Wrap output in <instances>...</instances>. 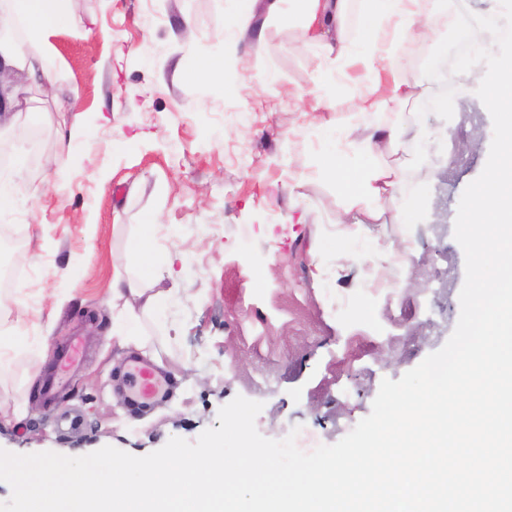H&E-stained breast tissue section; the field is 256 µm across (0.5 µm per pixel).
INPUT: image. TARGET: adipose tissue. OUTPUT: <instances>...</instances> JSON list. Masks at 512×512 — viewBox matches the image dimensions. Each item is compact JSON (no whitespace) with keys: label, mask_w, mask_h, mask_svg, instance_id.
Masks as SVG:
<instances>
[{"label":"adipose tissue","mask_w":512,"mask_h":512,"mask_svg":"<svg viewBox=\"0 0 512 512\" xmlns=\"http://www.w3.org/2000/svg\"><path fill=\"white\" fill-rule=\"evenodd\" d=\"M284 1L312 31L331 65L342 70L359 66L369 74L361 111L379 112L418 95V84L388 79L386 62L402 37L431 31V18L417 9L419 0H270L269 11L279 12ZM357 1L362 4L360 28L366 42L362 52L353 50L347 26ZM63 21V0H0V25L16 24L24 29L22 39L0 43V124L11 126L21 120L28 85L53 82L54 73L48 65L50 38ZM405 131L402 124L371 129L354 124L346 129L344 137L349 145L361 149L369 162L350 175L336 163L326 166L347 200L342 223H385L383 202L397 192L404 166L396 152ZM153 228L150 221L142 225L130 247L134 262L112 281L113 296L144 297L146 309L152 312L164 308L170 300L169 293L163 291L149 296L143 293L144 284L158 272L149 260Z\"/></svg>","instance_id":"obj_1"}]
</instances>
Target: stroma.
Returning a JSON list of instances; mask_svg holds the SVG:
<instances>
[{
    "label": "stroma",
    "mask_w": 512,
    "mask_h": 512,
    "mask_svg": "<svg viewBox=\"0 0 512 512\" xmlns=\"http://www.w3.org/2000/svg\"><path fill=\"white\" fill-rule=\"evenodd\" d=\"M489 16L499 0H421L441 14L429 36L410 35L388 62L428 95L440 82L422 66L459 9ZM52 39L54 85L32 88L21 123L0 130L24 148L29 198L0 212L24 239L21 287L0 289L6 348L0 372V449L77 457L110 445L135 456L171 437L196 441L235 396L259 401L256 428L280 440L293 429L332 445L369 415L383 379H399L439 350L460 314L465 257L454 238L461 195L482 172L493 137L475 91L456 93L453 122H419L424 151H409L402 197L424 203L403 224H342L345 201L321 175L336 158L366 159L321 141L324 127L357 116L366 80L338 75L298 22L257 0L225 75L176 76V65L224 56L229 0H65ZM192 31H184L183 18ZM76 99L79 124L65 175L56 103ZM153 260L170 273L156 289L177 302L142 320L135 352L174 389L133 412L113 386L133 350L112 337V278L148 217ZM395 257L373 265L372 244ZM84 337L82 361L54 399L42 393L57 354ZM21 418L4 420L18 404Z\"/></svg>",
    "instance_id": "35a3bbf8"
}]
</instances>
